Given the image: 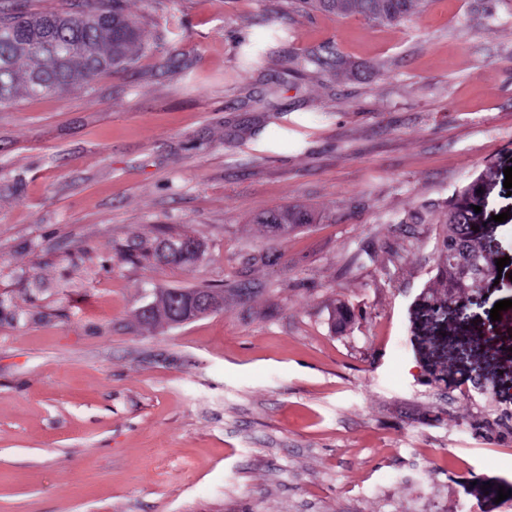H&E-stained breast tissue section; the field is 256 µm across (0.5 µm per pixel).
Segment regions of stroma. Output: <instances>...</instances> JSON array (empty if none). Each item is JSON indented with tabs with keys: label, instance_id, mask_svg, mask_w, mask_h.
Masks as SVG:
<instances>
[{
	"label": "stroma",
	"instance_id": "stroma-1",
	"mask_svg": "<svg viewBox=\"0 0 512 512\" xmlns=\"http://www.w3.org/2000/svg\"><path fill=\"white\" fill-rule=\"evenodd\" d=\"M125 8L135 63L0 105V512H512V0ZM479 178L509 273L434 325ZM287 205L315 223L256 224ZM165 229L203 258L119 254ZM198 285L223 308L139 322ZM420 0H302L310 9L339 16L361 15L369 20L394 23L413 13ZM476 184L477 182H474L467 187L462 192L460 199L448 207V222L443 224L445 228L443 250L445 251L460 250L464 246L470 226L466 223L464 209L471 207V203L476 197L473 194ZM158 293L154 300L151 301V303L155 304L152 316H146L139 310L138 318L141 323L147 325L165 323V319L171 318L172 313H176L173 307L175 304H179V301L171 296V290H161Z\"/></svg>",
	"mask_w": 512,
	"mask_h": 512
}]
</instances>
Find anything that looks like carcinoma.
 <instances>
[{
    "instance_id": "carcinoma-1",
    "label": "carcinoma",
    "mask_w": 512,
    "mask_h": 512,
    "mask_svg": "<svg viewBox=\"0 0 512 512\" xmlns=\"http://www.w3.org/2000/svg\"><path fill=\"white\" fill-rule=\"evenodd\" d=\"M321 12L339 16L361 15L369 20L394 23L413 13L420 0H302ZM148 44V35L136 25L120 5L111 0L104 7L81 13L28 14L21 9L0 13V103L12 100L19 89L29 95L53 92L76 83H89L99 75L134 61V55ZM470 185L457 202L448 206V222L444 225L443 250H459L469 234L464 210L475 199ZM268 232L296 229L314 221L304 207L277 208L256 218ZM205 254V246L191 239L180 249L162 258L168 265L188 266ZM475 280L459 276L448 263L438 264L429 285V298H447L449 290L467 289ZM155 310L147 316L138 313L147 325L165 322L174 313L178 300L171 291L161 290L153 300ZM350 309L340 303L331 308L329 320L340 328L350 321Z\"/></svg>"
}]
</instances>
